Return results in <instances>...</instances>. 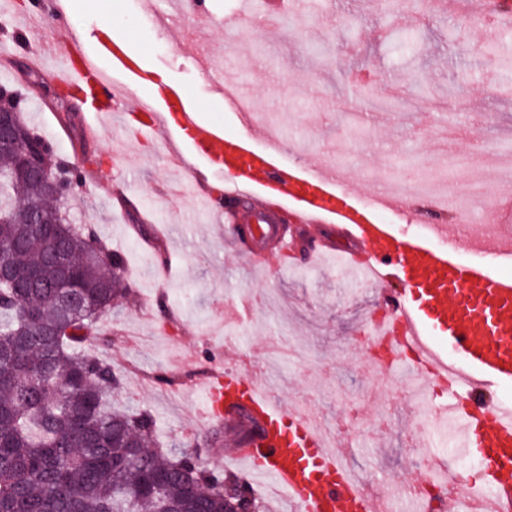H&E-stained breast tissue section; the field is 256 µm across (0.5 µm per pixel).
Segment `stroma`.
Wrapping results in <instances>:
<instances>
[{"mask_svg":"<svg viewBox=\"0 0 512 512\" xmlns=\"http://www.w3.org/2000/svg\"><path fill=\"white\" fill-rule=\"evenodd\" d=\"M63 6L77 47H88L100 11L91 0ZM160 8L168 19L154 30L145 0H112V32L129 36L154 80L186 87L204 120L242 130L200 74L201 55L254 100L257 140L283 137L288 155L338 169L361 195L403 184L406 171L446 183L465 150L494 157L479 181L499 200V225L512 226V67L501 61L512 56L511 38L491 42L480 25L428 14L420 0H323L317 11L298 0L273 20L269 0H205L213 24L204 31L184 0ZM232 16L249 39H226L222 22ZM0 54L11 61L0 68V88L22 90L25 120L82 175L71 221L125 261L133 294L105 318L102 340L85 345L126 376L113 407L151 411L163 445L201 448L209 468L241 472L234 433L205 421L200 391L216 364L234 368L245 358L267 390L314 399L340 424L343 449L363 459L372 491L423 478L414 459L424 434L407 383L362 368L356 339L380 303L377 286L346 287L344 273L304 257L285 259L267 282L223 209L201 199L223 193L215 177L180 189L170 141L137 142L129 120L89 130L83 101L51 93L64 78L55 55L32 66L2 28ZM428 98L453 108L427 111ZM386 100L406 106L393 112ZM341 102L361 113L355 127L340 120Z\"/></svg>","mask_w":512,"mask_h":512,"instance_id":"1","label":"stroma"}]
</instances>
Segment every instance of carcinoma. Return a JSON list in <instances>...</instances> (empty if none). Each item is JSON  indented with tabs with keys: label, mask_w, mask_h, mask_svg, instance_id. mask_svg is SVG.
Returning <instances> with one entry per match:
<instances>
[{
	"label": "carcinoma",
	"mask_w": 512,
	"mask_h": 512,
	"mask_svg": "<svg viewBox=\"0 0 512 512\" xmlns=\"http://www.w3.org/2000/svg\"><path fill=\"white\" fill-rule=\"evenodd\" d=\"M1 171L0 257L36 282L0 286V512H226L228 500L266 512L238 474L156 446L150 411L106 405L124 378L77 346L130 294L123 257L78 227L52 224L62 200L13 154L0 153ZM29 207L48 223H23ZM61 249L65 265L50 266ZM63 282L81 306H62Z\"/></svg>",
	"instance_id": "1"
}]
</instances>
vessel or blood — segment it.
<instances>
[{"instance_id":"1","label":"vessel or blood","mask_w":512,"mask_h":512,"mask_svg":"<svg viewBox=\"0 0 512 512\" xmlns=\"http://www.w3.org/2000/svg\"><path fill=\"white\" fill-rule=\"evenodd\" d=\"M32 15L54 19V47L66 77L80 93L95 121L115 112H142L145 137L156 139L172 105L181 108L184 136L176 158L192 155L209 170L227 175L236 207L226 223L248 225L243 249L265 268L304 248V235L326 222L340 224L354 247L313 248V258L338 253L341 264L382 288L384 315L370 330L378 343L401 340L418 358V377L429 393H444L449 383L466 388V399L449 398L435 413L457 419L462 442L483 462L484 483L492 497L483 512H512V407L486 403L488 387L512 388V275L459 260L456 224L439 222L429 232L399 233L379 216L381 207L404 209L407 196L391 190L360 197L341 175L325 164L290 163L284 141L268 136L257 143L252 132L226 133L223 125L201 120L187 90L166 85L149 100L135 97L146 71L127 39L99 26L91 53L77 52L58 17L56 0H32ZM459 16L480 21L497 15L512 18V0H463ZM291 214L297 231L282 224ZM444 246H437V239ZM456 359L460 371L449 368ZM206 419L223 422L226 405L243 407L258 425L255 443L244 461L251 474L268 477L287 496L292 512H387L386 501L372 499L361 482L343 467L329 447L308 405H288L238 370L213 369L202 386Z\"/></svg>"}]
</instances>
